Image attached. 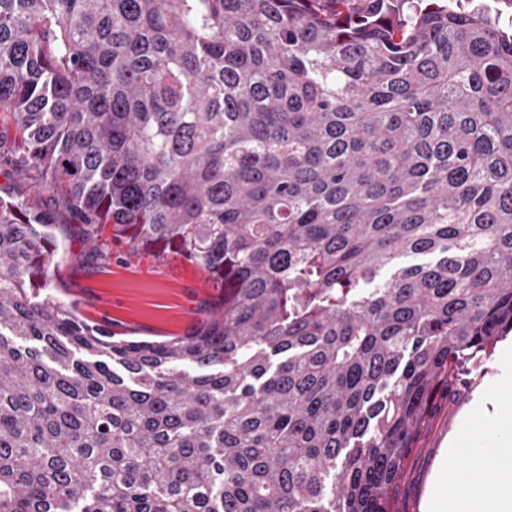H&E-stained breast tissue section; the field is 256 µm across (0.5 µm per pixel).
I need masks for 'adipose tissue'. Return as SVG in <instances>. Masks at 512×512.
I'll use <instances>...</instances> for the list:
<instances>
[{"instance_id":"obj_1","label":"adipose tissue","mask_w":512,"mask_h":512,"mask_svg":"<svg viewBox=\"0 0 512 512\" xmlns=\"http://www.w3.org/2000/svg\"><path fill=\"white\" fill-rule=\"evenodd\" d=\"M452 492H431L425 512H512V438L472 451L464 468L448 470Z\"/></svg>"}]
</instances>
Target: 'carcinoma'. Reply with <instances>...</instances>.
I'll list each match as a JSON object with an SVG mask.
<instances>
[{"instance_id":"cac0c4a2","label":"carcinoma","mask_w":512,"mask_h":512,"mask_svg":"<svg viewBox=\"0 0 512 512\" xmlns=\"http://www.w3.org/2000/svg\"><path fill=\"white\" fill-rule=\"evenodd\" d=\"M0 158L97 250L204 270L192 331L51 292L0 197V512H390L512 333V31L480 0H0Z\"/></svg>"}]
</instances>
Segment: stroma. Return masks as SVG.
I'll use <instances>...</instances> for the list:
<instances>
[{"instance_id": "1", "label": "stroma", "mask_w": 512, "mask_h": 512, "mask_svg": "<svg viewBox=\"0 0 512 512\" xmlns=\"http://www.w3.org/2000/svg\"><path fill=\"white\" fill-rule=\"evenodd\" d=\"M53 293L75 303L82 318L120 336L164 340L203 318L215 291L203 270L181 256L159 257L123 242L92 252L74 225H58ZM512 389V335L490 348L448 392L439 393L406 456L390 500L392 512H424L435 485L447 482L438 463L452 439L492 448L512 434V414L500 406Z\"/></svg>"}]
</instances>
